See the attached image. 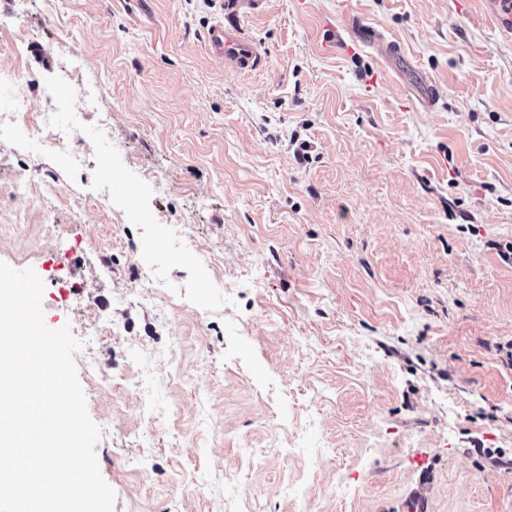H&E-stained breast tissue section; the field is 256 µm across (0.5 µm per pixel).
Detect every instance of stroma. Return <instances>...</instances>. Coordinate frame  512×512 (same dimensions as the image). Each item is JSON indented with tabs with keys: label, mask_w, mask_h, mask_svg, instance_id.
<instances>
[{
	"label": "stroma",
	"mask_w": 512,
	"mask_h": 512,
	"mask_svg": "<svg viewBox=\"0 0 512 512\" xmlns=\"http://www.w3.org/2000/svg\"><path fill=\"white\" fill-rule=\"evenodd\" d=\"M17 91L79 133L0 135V261L83 342L115 512H512V42L478 5L0 0ZM206 47L208 51L224 56V62L238 70L252 69L259 60L255 41L236 26H224V21L212 25Z\"/></svg>",
	"instance_id": "stroma-1"
}]
</instances>
